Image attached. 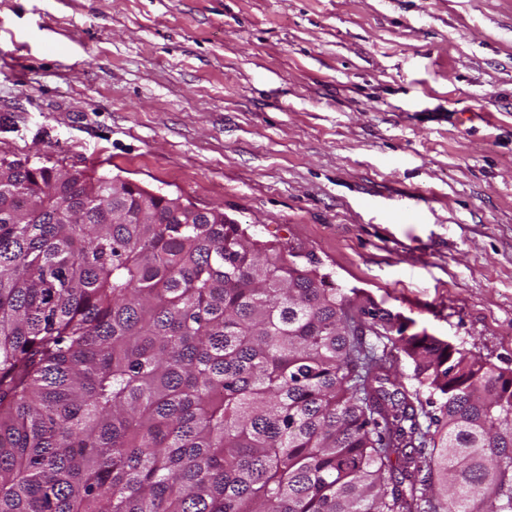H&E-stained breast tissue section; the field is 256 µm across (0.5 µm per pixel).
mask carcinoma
Masks as SVG:
<instances>
[{
  "label": "carcinoma",
  "instance_id": "cac0c4a2",
  "mask_svg": "<svg viewBox=\"0 0 512 512\" xmlns=\"http://www.w3.org/2000/svg\"><path fill=\"white\" fill-rule=\"evenodd\" d=\"M0 512H512V369L222 211L0 155Z\"/></svg>",
  "mask_w": 512,
  "mask_h": 512
}]
</instances>
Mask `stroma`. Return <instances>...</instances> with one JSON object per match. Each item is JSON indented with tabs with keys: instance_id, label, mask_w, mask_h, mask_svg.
I'll use <instances>...</instances> for the list:
<instances>
[{
	"instance_id": "35a3bbf8",
	"label": "stroma",
	"mask_w": 512,
	"mask_h": 512,
	"mask_svg": "<svg viewBox=\"0 0 512 512\" xmlns=\"http://www.w3.org/2000/svg\"><path fill=\"white\" fill-rule=\"evenodd\" d=\"M222 206L512 369V0H0V155Z\"/></svg>"
}]
</instances>
